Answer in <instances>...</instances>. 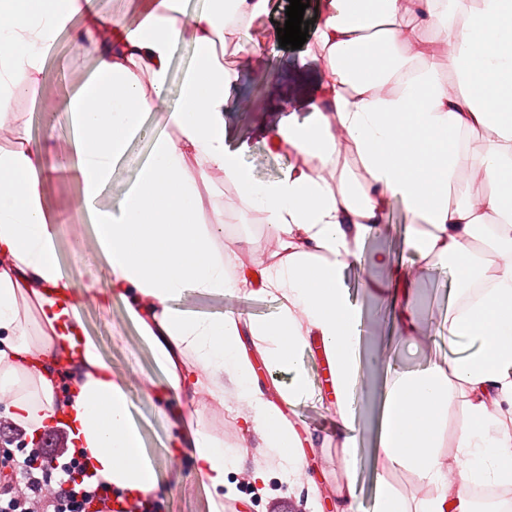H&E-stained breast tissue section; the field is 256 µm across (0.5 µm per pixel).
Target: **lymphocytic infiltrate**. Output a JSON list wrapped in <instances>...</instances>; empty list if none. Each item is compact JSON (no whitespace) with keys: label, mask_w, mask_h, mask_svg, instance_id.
I'll list each match as a JSON object with an SVG mask.
<instances>
[{"label":"lymphocytic infiltrate","mask_w":512,"mask_h":512,"mask_svg":"<svg viewBox=\"0 0 512 512\" xmlns=\"http://www.w3.org/2000/svg\"><path fill=\"white\" fill-rule=\"evenodd\" d=\"M106 482L90 484L64 428L44 431L36 447L16 458L0 452V512H86L105 503Z\"/></svg>","instance_id":"obj_1"}]
</instances>
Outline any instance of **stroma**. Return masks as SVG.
Segmentation results:
<instances>
[{"instance_id": "35a3bbf8", "label": "stroma", "mask_w": 512, "mask_h": 512, "mask_svg": "<svg viewBox=\"0 0 512 512\" xmlns=\"http://www.w3.org/2000/svg\"><path fill=\"white\" fill-rule=\"evenodd\" d=\"M83 22L75 17L52 46L47 64L37 80L21 79L23 92L12 105V137L28 136L43 145L50 174L42 186L44 204L55 221L58 259L64 270L78 274L80 286L100 284L102 271L95 257L92 237L85 233L78 211L82 187L75 174L62 161L67 153L71 130L67 119V101L71 92L91 72L94 53L77 54L71 39ZM318 79L315 62L305 49L272 46L261 66L243 70L225 118L237 139L247 142L245 164L260 182L278 178L287 163L260 137V129L277 119L273 105L280 96L296 101L308 93ZM153 145L152 131H144L129 144L127 158L119 164L100 198L101 205L117 204L136 181L140 161L147 158ZM213 207L222 209L225 223L236 225L237 234L250 237L266 252L276 244L262 214L239 206L233 186L222 183L212 196ZM367 267L351 266L346 271L350 296L363 314L364 356L379 355L394 368L420 369L442 361L446 348L437 330L453 305L454 269L425 272L416 286L415 316L419 335L404 337L391 320L380 317L381 308L366 291ZM189 306L204 313L239 312L265 320L273 317L278 301L257 296L251 299L228 295L221 299L193 297ZM82 321L102 355L127 381L126 392L133 412L144 428L148 448L162 453L165 445L176 439L177 430L170 424L168 409L144 392L146 380L163 383L164 375L153 353L142 339L137 326L128 316L119 297L98 296L84 300ZM370 382L354 403L361 464L356 477L357 496L363 512H372L379 468L378 413L385 378L381 368H370ZM160 474L170 487L165 500L166 512H207L205 498L190 457L177 463L160 461ZM239 512H306L295 497L280 494L277 482H270L268 492H255L252 485L240 483Z\"/></svg>"}]
</instances>
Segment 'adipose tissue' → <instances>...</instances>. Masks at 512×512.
Returning <instances> with one entry per match:
<instances>
[{
  "label": "adipose tissue",
  "instance_id": "adipose-tissue-1",
  "mask_svg": "<svg viewBox=\"0 0 512 512\" xmlns=\"http://www.w3.org/2000/svg\"><path fill=\"white\" fill-rule=\"evenodd\" d=\"M272 0H207L187 13L184 0H151L134 25L104 20L92 0H0V126L7 99L22 93L16 77L41 74L47 53L77 15L88 22L75 52L95 49L96 64L68 99V164L82 181L87 215L106 269L103 294H117L137 322L166 380L152 395L171 403L175 446L190 455L209 512H222L248 470L252 484L277 479L315 507L319 489L303 481V440L285 407L317 400L336 420L339 512H361L352 478L361 463L353 397L364 386L362 310L345 270L369 264V279L401 335L418 333L415 288L423 272L455 263L454 302L443 322L446 365L388 368L381 413V470L373 512H472L471 485L512 483V0H320L308 52L319 63L314 88L301 98L306 118L281 116L263 139L289 158L280 177L256 181L244 163L247 144L224 118L240 70L262 63L253 36ZM447 46L446 66L430 38ZM233 39L237 67L224 65ZM195 48L181 96L164 91L182 42ZM456 77L449 91L444 71ZM157 133L138 178L116 208L99 199L130 141L152 113ZM177 137H170V130ZM480 147L468 144L471 135ZM47 177L40 146L0 149V392L11 393L10 418L37 434L57 415L71 423L84 466L117 492L161 498L165 487L123 381L80 317L82 291L57 256L42 197ZM233 184L241 202L261 212L277 241L275 257L217 250L224 231L202 188ZM400 201L409 222L403 248L366 253L382 235L383 212ZM238 268L228 277L229 268ZM259 281L244 276L246 268ZM275 299V317L201 313L190 297ZM82 337L74 360L82 375L62 400L52 369ZM319 346L332 384L324 395L302 358ZM288 374L269 398L261 372ZM226 409L240 432L277 449L276 473L230 450L202 425L198 389ZM466 420L454 456L442 451L449 413ZM411 471L426 493L397 491L389 472Z\"/></svg>",
  "mask_w": 512,
  "mask_h": 512
}]
</instances>
